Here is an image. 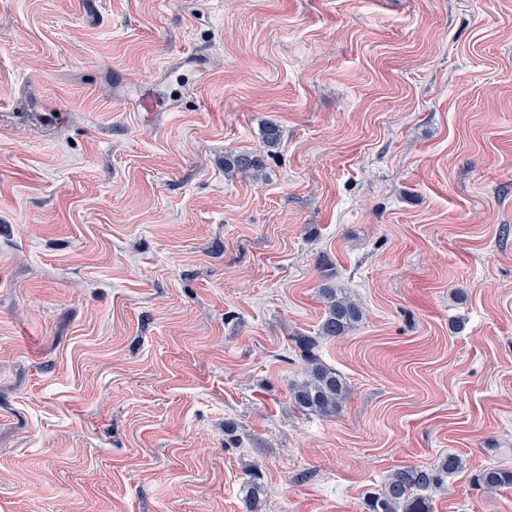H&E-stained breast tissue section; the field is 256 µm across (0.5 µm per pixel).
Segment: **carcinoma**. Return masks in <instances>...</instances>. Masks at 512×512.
<instances>
[{"label":"carcinoma","mask_w":512,"mask_h":512,"mask_svg":"<svg viewBox=\"0 0 512 512\" xmlns=\"http://www.w3.org/2000/svg\"><path fill=\"white\" fill-rule=\"evenodd\" d=\"M281 130L274 122L266 124L262 142L267 149L280 144ZM263 170L260 156L241 152L224 156V172L230 176L238 173L259 178ZM325 312L318 328L322 339H336L347 332L364 316L362 304L341 288L320 289ZM303 352V377L290 389V401L298 409L330 417L338 414L348 396L349 386L344 377L324 364L312 349L315 341L299 338ZM463 459L448 454L428 466H401L392 470L380 486L364 499L365 512H433L431 493L441 489L448 475L463 469ZM474 485L490 490L512 487V470L489 466L472 476ZM248 512H256L261 492L260 474H250Z\"/></svg>","instance_id":"obj_1"}]
</instances>
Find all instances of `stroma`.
Instances as JSON below:
<instances>
[{
    "mask_svg": "<svg viewBox=\"0 0 512 512\" xmlns=\"http://www.w3.org/2000/svg\"><path fill=\"white\" fill-rule=\"evenodd\" d=\"M324 285L366 310L333 417L289 400ZM450 453L433 512H512L471 482L512 469V0H0V512H246L253 468L364 512ZM262 170L263 161L258 155L247 152L238 154L230 152L226 156L224 155V172L230 176L240 173L258 179Z\"/></svg>",
    "mask_w": 512,
    "mask_h": 512,
    "instance_id": "obj_1",
    "label": "stroma"
}]
</instances>
